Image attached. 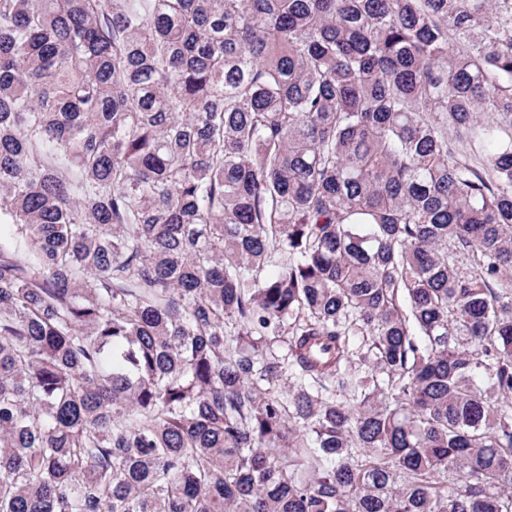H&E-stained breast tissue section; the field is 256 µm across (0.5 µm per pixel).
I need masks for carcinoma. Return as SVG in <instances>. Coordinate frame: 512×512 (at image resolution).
Here are the masks:
<instances>
[{
    "label": "carcinoma",
    "instance_id": "carcinoma-1",
    "mask_svg": "<svg viewBox=\"0 0 512 512\" xmlns=\"http://www.w3.org/2000/svg\"><path fill=\"white\" fill-rule=\"evenodd\" d=\"M0 512H512V0H0Z\"/></svg>",
    "mask_w": 512,
    "mask_h": 512
}]
</instances>
